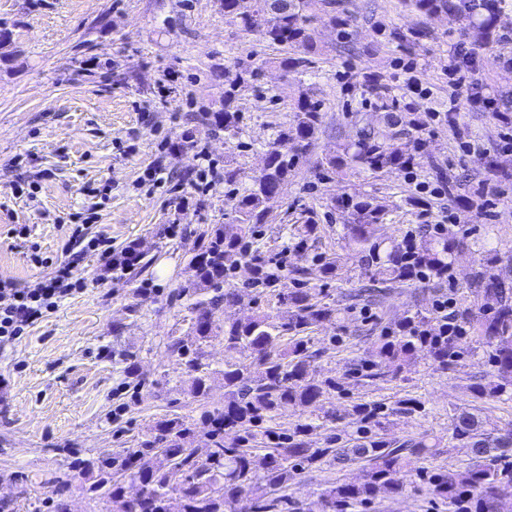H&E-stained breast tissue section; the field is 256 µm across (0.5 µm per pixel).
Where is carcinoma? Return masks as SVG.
Instances as JSON below:
<instances>
[{
	"label": "carcinoma",
	"mask_w": 512,
	"mask_h": 512,
	"mask_svg": "<svg viewBox=\"0 0 512 512\" xmlns=\"http://www.w3.org/2000/svg\"><path fill=\"white\" fill-rule=\"evenodd\" d=\"M225 15L243 30L253 29L252 17L266 10L268 0H217ZM262 31L264 39L289 55L275 60L288 72L308 71L319 52L313 24L329 16L333 28L344 29L345 18L336 15V0H279ZM501 0H414L421 14L469 20L468 38L475 46L491 43L495 36ZM249 71L227 78L224 111L215 119L224 134H237V88ZM364 94L382 112L396 102L381 83L369 84ZM323 122L322 105L308 93L299 95L289 122L277 130L265 151L264 164L252 186L235 197L233 218L211 228L200 252L194 255L195 278L174 297L189 301V332L169 338L170 354L192 375L190 395L201 402L199 421L173 412L159 418L133 448L110 456L84 458L77 454L68 472L55 480V512H69L67 492L72 478L84 479L81 490L94 502L110 503L117 512H235L244 495L252 497L256 512H302L288 495L289 484L306 472L332 460L362 464L356 482L325 484L319 493L320 512H361L378 496H399L414 484L438 499L448 512H499L512 500V420L488 421L481 408L467 404L454 412L451 439L469 448L472 462L463 467L432 465L437 444L423 438L397 446L383 431L389 416L413 414L423 404L407 397L394 407L376 402L356 403L349 410L356 425L353 438L334 434L326 446L314 448L308 436L314 419L300 421L286 431L269 423L285 411L311 408L345 389L351 377L375 382L394 378L420 360L446 373L454 369L469 343L487 347L488 369L472 387L477 400L500 398L512 385V283L495 272L497 257L487 251L486 264L476 271L471 287L481 294V305L457 311L456 333H441L443 322L433 313H407L377 338L371 358L360 360L339 377L322 376L315 367L319 352L311 350L312 328L339 322L340 310L318 299L308 286L303 268L291 271V286L276 289V316L254 310L245 321L221 320L226 306L241 303L236 288L224 287L228 273H245V287L270 286L279 274L258 266L269 257L250 251L248 235L267 223V200L311 152ZM414 137L391 131L380 137L361 129L341 150L325 156L322 168L377 173L403 171L418 160ZM348 213L345 236L359 257L367 282L354 299L381 304L385 290L433 275L443 277L457 257L470 248L466 242L442 236H422L415 247L379 233L387 211L385 202L372 196H346L335 201ZM224 345V368L203 362L204 347ZM249 352V360L242 359ZM224 379V401H210L211 381ZM208 438L205 453L193 447L197 433Z\"/></svg>",
	"instance_id": "obj_1"
}]
</instances>
